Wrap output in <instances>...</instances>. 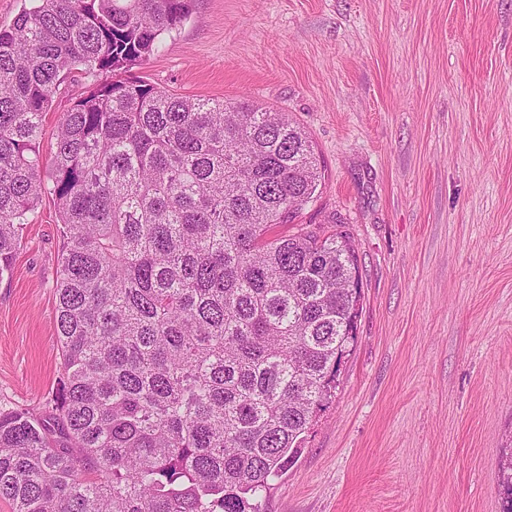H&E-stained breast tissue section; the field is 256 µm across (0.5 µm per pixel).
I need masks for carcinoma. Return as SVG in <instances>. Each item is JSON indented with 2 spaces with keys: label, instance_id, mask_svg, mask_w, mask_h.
Returning a JSON list of instances; mask_svg holds the SVG:
<instances>
[{
  "label": "carcinoma",
  "instance_id": "cac0c4a2",
  "mask_svg": "<svg viewBox=\"0 0 512 512\" xmlns=\"http://www.w3.org/2000/svg\"><path fill=\"white\" fill-rule=\"evenodd\" d=\"M192 0H35L0 27V276L43 195L60 216L61 367L45 415L0 408L14 512H264L336 392L362 282L301 227L320 185L284 112L123 77ZM107 74L42 118L63 80ZM512 512V454L499 462ZM103 79H105V76L102 74L97 77L82 75L76 77V81L70 80L62 86L60 93L57 94L43 118V135L40 149L44 154L50 151L51 145L55 142L57 126L63 113L71 108L74 101L79 98L92 83H99Z\"/></svg>",
  "mask_w": 512,
  "mask_h": 512
}]
</instances>
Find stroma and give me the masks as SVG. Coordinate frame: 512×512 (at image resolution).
Segmentation results:
<instances>
[{
  "label": "stroma",
  "mask_w": 512,
  "mask_h": 512,
  "mask_svg": "<svg viewBox=\"0 0 512 512\" xmlns=\"http://www.w3.org/2000/svg\"><path fill=\"white\" fill-rule=\"evenodd\" d=\"M131 74L288 113L323 174L299 223L357 248L356 342L265 512H504L512 0H195ZM92 82L62 86L42 151ZM61 247L46 194L0 277V407L43 414L56 383Z\"/></svg>",
  "instance_id": "stroma-1"
}]
</instances>
